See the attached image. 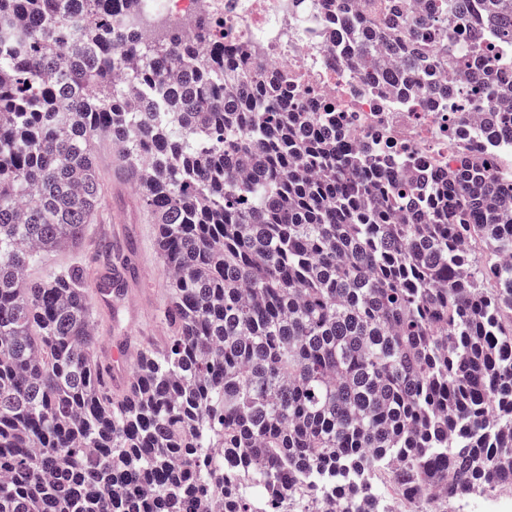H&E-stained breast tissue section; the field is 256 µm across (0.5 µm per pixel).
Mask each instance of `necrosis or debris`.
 <instances>
[{"mask_svg":"<svg viewBox=\"0 0 512 512\" xmlns=\"http://www.w3.org/2000/svg\"><path fill=\"white\" fill-rule=\"evenodd\" d=\"M147 24L169 22L192 31L209 11L224 21L225 43L250 45L268 78L290 74L286 96L316 94L336 125L341 147L367 146L388 158L398 175L428 184L458 163L479 166L495 179H512V114L500 113L502 135H487L474 114L480 93L506 77L491 54L464 77L429 63L428 86L418 94L360 75L351 50L336 37V15L321 0H140ZM447 95H439V84Z\"/></svg>","mask_w":512,"mask_h":512,"instance_id":"4bbe7bcc","label":"necrosis or debris"}]
</instances>
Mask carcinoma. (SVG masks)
<instances>
[{"label":"carcinoma","mask_w":512,"mask_h":512,"mask_svg":"<svg viewBox=\"0 0 512 512\" xmlns=\"http://www.w3.org/2000/svg\"><path fill=\"white\" fill-rule=\"evenodd\" d=\"M122 14L112 18L114 2ZM356 63L419 79L480 40L450 31L470 0H324ZM139 0H0V512H417L512 485V182L474 166L428 207L374 153L340 150L317 104L292 106L248 55L224 64L203 15L141 34ZM512 47V0H480ZM138 179L170 279L165 349L115 396L73 268L104 193L95 139ZM224 449V458L212 450Z\"/></svg>","instance_id":"obj_1"}]
</instances>
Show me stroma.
I'll return each mask as SVG.
<instances>
[{
    "label": "stroma",
    "mask_w": 512,
    "mask_h": 512,
    "mask_svg": "<svg viewBox=\"0 0 512 512\" xmlns=\"http://www.w3.org/2000/svg\"><path fill=\"white\" fill-rule=\"evenodd\" d=\"M97 157L104 206L87 225L79 245L50 253L46 262L29 266L26 276L38 281L59 268L81 267L95 277L114 261L137 266V275L127 278L123 295L113 299L111 308L93 310L96 355L104 359L111 347L130 338L146 340L156 348L167 344V335L158 328L164 323L161 311L169 298V276L157 245L155 218L143 206L138 189L116 178L118 157L109 140L98 141ZM107 247L112 255H104Z\"/></svg>",
    "instance_id": "35a3bbf8"
}]
</instances>
